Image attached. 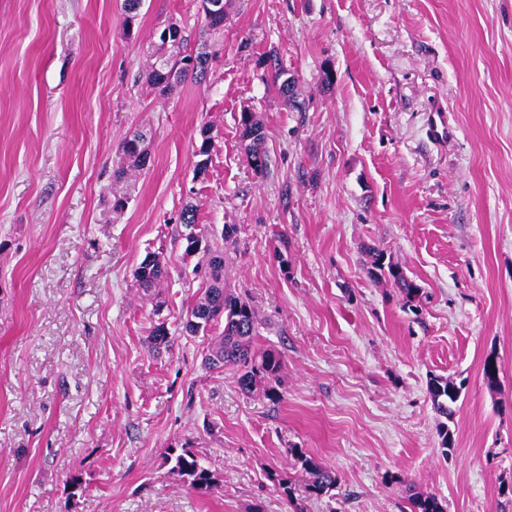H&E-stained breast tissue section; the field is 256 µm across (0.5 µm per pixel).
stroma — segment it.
Instances as JSON below:
<instances>
[{
	"instance_id": "1",
	"label": "stroma",
	"mask_w": 512,
	"mask_h": 512,
	"mask_svg": "<svg viewBox=\"0 0 512 512\" xmlns=\"http://www.w3.org/2000/svg\"><path fill=\"white\" fill-rule=\"evenodd\" d=\"M124 3L0 0V512H409L417 493L512 512V0H224L206 81L165 95L148 76L176 48L157 31L196 48L199 2L143 0L132 19ZM437 104L444 145L426 136ZM136 129L151 162L114 181ZM189 202L209 232L238 228L224 278L282 359L278 401L175 332L199 296L177 242ZM374 248L414 299L371 276ZM150 253L169 277L146 292ZM161 324L175 335L154 350ZM435 375L461 387L448 422ZM169 448L216 486L191 489ZM296 448L335 472L329 495L307 496ZM240 122L243 128V137L249 140L245 147L248 164L256 173L263 175L268 170L263 127L250 112L241 113ZM165 455V462H172L171 470L188 482L195 491H209L217 484L213 471L202 466L197 455L188 448H181L175 453V448H169Z\"/></svg>"
}]
</instances>
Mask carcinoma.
I'll list each match as a JSON object with an SVG mask.
<instances>
[{"label":"carcinoma","mask_w":512,"mask_h":512,"mask_svg":"<svg viewBox=\"0 0 512 512\" xmlns=\"http://www.w3.org/2000/svg\"><path fill=\"white\" fill-rule=\"evenodd\" d=\"M192 53L183 56L172 55L160 61L159 66L149 74L150 82L161 91L172 90L174 83L168 80L169 71L176 65L191 57ZM275 66L274 79L281 80L278 92L289 104L297 107L295 84L281 79L283 71ZM243 137L249 140L246 155L249 166L259 174L268 170V155L265 149V133L262 125L250 112L241 113ZM123 161L114 171V176L123 178L127 167L144 169L149 163L150 154L145 145L144 134L135 130L122 143ZM183 231L180 241L184 247V255H201L197 267L203 270L199 284L200 295L185 319L181 320V332L190 336L202 334L211 338L208 364L215 368L232 370L237 375L239 388L252 392L257 383L264 380L272 383L278 380L282 368L279 354L272 351L256 352L253 349V338L256 335L257 316L254 309L224 282V243L237 233L235 225L226 224L221 232V239L209 237L208 230L197 224V210L191 204L185 205L180 214ZM372 269L388 277L393 285L400 289L406 297L411 298L420 291V286L409 280L402 270L392 262L385 261L382 251L372 250ZM169 274L168 262L158 255L152 260L142 261L137 269L136 277L139 286L145 291L158 287ZM428 392L434 408L445 418L451 420L455 414L454 405L460 397V387L443 376H434L428 382ZM300 469L305 474V490L309 495L319 498L336 487V474L320 465L302 452H295ZM165 462L172 463L171 470L195 491H209L217 484L213 471L202 466L197 455L188 448L175 452L169 449ZM410 512H444L442 503L432 494H417L410 500Z\"/></svg>","instance_id":"1"}]
</instances>
